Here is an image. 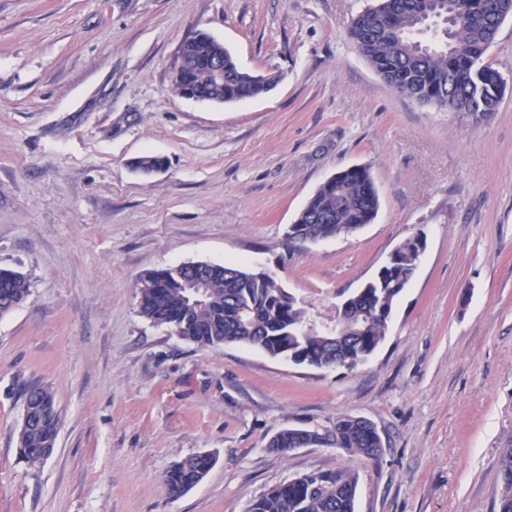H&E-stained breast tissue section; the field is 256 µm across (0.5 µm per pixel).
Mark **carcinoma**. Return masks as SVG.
I'll use <instances>...</instances> for the list:
<instances>
[{
    "instance_id": "carcinoma-1",
    "label": "carcinoma",
    "mask_w": 512,
    "mask_h": 512,
    "mask_svg": "<svg viewBox=\"0 0 512 512\" xmlns=\"http://www.w3.org/2000/svg\"><path fill=\"white\" fill-rule=\"evenodd\" d=\"M509 17L512 0H374L354 19L350 36L368 63L401 94L426 105L450 98L457 111L480 121L496 111L506 88L485 57ZM187 53L188 76L203 96L214 93L209 72L211 62L220 56L226 103L259 96L276 82L274 76L257 77L242 70L212 38L192 41ZM379 206L369 168L359 165L336 173L317 188L295 223L303 235L327 239L371 223ZM198 276L188 268L147 273L140 280V314L202 347L237 343L277 358L293 353L318 369H350L372 356L388 331L374 311L379 305L393 308L404 291L401 285L370 288L354 306L359 315L338 319L334 335L293 336L290 330L305 321V309L287 291L278 292L238 267L213 264L202 277L201 293L192 296L189 283ZM28 295L27 277L1 267L0 316ZM26 392L33 394L26 409L34 423L19 431L18 455L35 465L55 448L59 414L48 387L33 384ZM306 433L305 428H284L270 439L268 448L286 454ZM325 440L373 460L382 454L378 432L359 417L336 416ZM211 464L212 459L197 455L176 464L165 475L169 494L178 497L193 488ZM500 472L507 494L500 497L494 512H512V448L503 449ZM357 487L358 476L349 469L303 475L258 496L247 512H355Z\"/></svg>"
}]
</instances>
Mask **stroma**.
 <instances>
[{
  "instance_id": "1",
  "label": "stroma",
  "mask_w": 512,
  "mask_h": 512,
  "mask_svg": "<svg viewBox=\"0 0 512 512\" xmlns=\"http://www.w3.org/2000/svg\"><path fill=\"white\" fill-rule=\"evenodd\" d=\"M372 0H0V266L30 295L0 318V512H247L285 481L348 468L355 512H492L512 445V18L486 59V119L399 94L349 35ZM208 31L269 92H173L180 42ZM158 156L144 176L135 158ZM368 166L371 224L287 253L327 178ZM426 235L383 345L319 370L204 348L144 318L138 283L187 262L274 270L316 325ZM53 392V454L19 459L22 391ZM370 420L380 460L282 456L286 427ZM209 454L184 495L164 476Z\"/></svg>"
}]
</instances>
